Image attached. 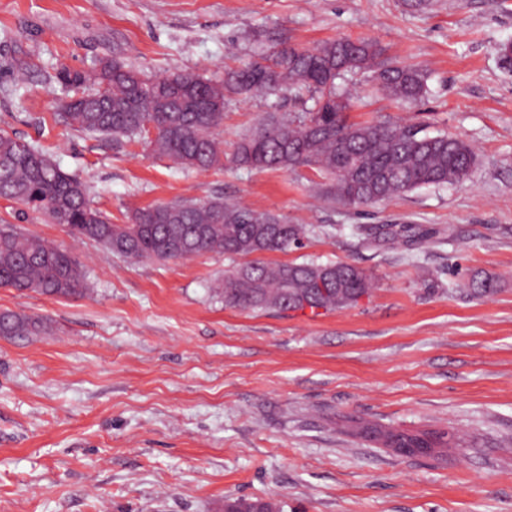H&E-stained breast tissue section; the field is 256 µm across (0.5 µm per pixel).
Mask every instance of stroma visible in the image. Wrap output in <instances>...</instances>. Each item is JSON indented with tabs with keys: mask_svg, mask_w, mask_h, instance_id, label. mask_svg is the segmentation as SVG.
<instances>
[{
	"mask_svg": "<svg viewBox=\"0 0 512 512\" xmlns=\"http://www.w3.org/2000/svg\"><path fill=\"white\" fill-rule=\"evenodd\" d=\"M287 39H370L427 75L419 102L349 75L360 123L421 125L476 150L467 180L368 207L328 199L313 170L173 165L144 144L61 117L63 67L118 58L150 77L219 79ZM512 0H0V131L41 146L112 223L133 209L218 196L303 225L267 263L348 262L373 279L357 306L250 311L214 290L234 259L132 261L0 198V224L84 266L86 296L0 287V312L43 318L0 336V512H512ZM290 92L232 99L225 148ZM480 273L494 293L463 283ZM353 415L444 429L445 456L403 457L338 426Z\"/></svg>",
	"mask_w": 512,
	"mask_h": 512,
	"instance_id": "1",
	"label": "stroma"
}]
</instances>
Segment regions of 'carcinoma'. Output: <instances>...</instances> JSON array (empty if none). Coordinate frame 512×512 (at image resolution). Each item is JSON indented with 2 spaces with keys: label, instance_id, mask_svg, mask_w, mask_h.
Here are the masks:
<instances>
[{
  "label": "carcinoma",
  "instance_id": "1",
  "mask_svg": "<svg viewBox=\"0 0 512 512\" xmlns=\"http://www.w3.org/2000/svg\"><path fill=\"white\" fill-rule=\"evenodd\" d=\"M374 42L341 38L312 49L282 41L224 79L189 73L147 77L121 60H110L91 74L60 69L56 78L74 95L64 102L65 123L77 131L128 140L146 137L151 150L184 168L222 170L228 163L257 170L309 167L328 179L324 193L344 206L363 207L395 195L464 181L478 162L464 140L428 135L412 124H358L348 115L350 95L337 80L370 72L393 99L413 102L427 93L424 73L384 60ZM312 105L291 116L270 114L242 137L232 153L214 137L232 96H276L283 89ZM0 198L22 214L29 212L66 227L79 238L131 260L187 259L202 253L249 257L298 246L304 228L280 215L229 203L221 197L158 202L134 209L128 223L114 224L93 208L86 185L65 173L40 147L0 132ZM370 276L336 262L268 265L258 260L224 273L216 292L224 304L245 310L297 311L307 300L311 311L353 307L369 294ZM0 287L47 296L79 297L88 292L80 263L54 243L0 225ZM45 329L38 318L0 312V335L30 336ZM360 434L391 448H446L448 433L411 434L374 425ZM264 512L279 505L262 498L224 500V512L254 504Z\"/></svg>",
  "mask_w": 512,
  "mask_h": 512
}]
</instances>
